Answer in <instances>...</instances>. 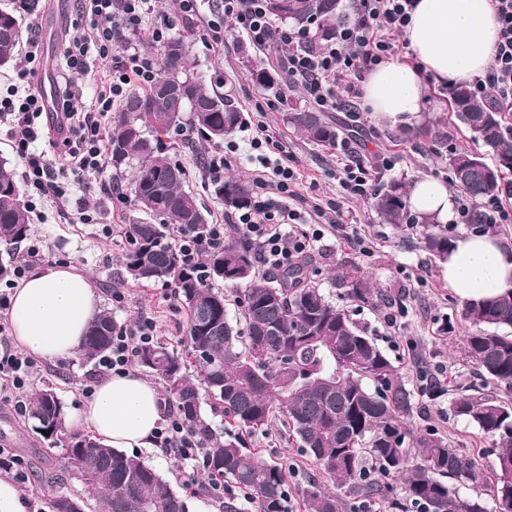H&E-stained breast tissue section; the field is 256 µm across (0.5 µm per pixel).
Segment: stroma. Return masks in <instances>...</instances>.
Masks as SVG:
<instances>
[{
    "label": "stroma",
    "instance_id": "stroma-1",
    "mask_svg": "<svg viewBox=\"0 0 512 512\" xmlns=\"http://www.w3.org/2000/svg\"><path fill=\"white\" fill-rule=\"evenodd\" d=\"M0 7L9 8L18 15L25 38L44 41V20H51L59 34H66L71 25L89 28L88 18L78 16L76 0H40L37 9H29L26 0H0ZM192 53L199 70L220 93L228 95L245 114V125L221 142L228 161L225 174H236L247 179L261 175L262 168L251 160L250 140L267 132L286 146L300 180L296 188L294 208L307 212L312 205L327 206L339 203L345 212L344 223L331 226L315 225L305 216L300 225L306 232L320 231L313 252V278L327 284L329 265L341 255L360 261L374 279L391 292H402L401 305L374 310L355 302H345L350 316L364 325L391 362L397 366L403 380L413 394V412L410 424L416 430H434L447 438L451 448L469 454L482 468H490L495 459L492 442L467 421L454 416L450 409L452 399L460 392L475 387L492 395L503 389L485 377L464 354L461 340L470 329L459 314L461 300L441 275V263L428 252L414 247L419 226L401 227L382 223L370 207L369 197L342 198L337 181L340 157L335 147L309 142L283 122V107L279 102L295 96L305 101L302 89L294 84L278 89H264L253 84L249 77L251 67L270 60L269 51L254 47L247 36L232 21L224 23V45L216 47L211 39L194 35ZM425 102L419 124L394 126L371 116L370 112H329L325 118L341 130V137L364 164L372 168L375 185L398 180L414 183L426 177L448 178V152L465 148L478 154H487L482 143L472 141L468 132L451 117L449 94L445 83L430 78L425 84ZM276 101L275 109H267V101ZM212 144L197 134L179 139L170 157L186 167L190 173L188 190L196 193L211 211V221L225 223L224 208L213 195L214 181L204 170L202 158L211 152ZM391 158V169H381L382 158ZM95 188L87 192L72 186L70 197L63 206L49 202L38 203V216L31 219V235L27 244L19 245L18 260L28 267L61 266L89 278L101 308L110 310L117 324L124 325L142 317L152 318L158 339L170 347L181 349L184 335V310L171 287L155 284L149 287L135 285L121 264V256L128 246L125 224L135 206L129 196V180L105 169L95 179ZM97 209L94 224H74L70 217L78 207ZM40 247L39 256L27 255L28 245ZM125 294L122 303L112 300L113 288ZM453 323L452 331H445V323ZM93 365L83 363L75 355L56 359H36L32 369V387H41L51 381L66 415L75 414L84 396L79 389L81 380L91 377ZM437 379L443 387L440 396L429 397L425 386L428 379ZM257 444L276 460L287 463L289 512H302V497L308 484L320 474L312 463L302 457L288 441L286 434L271 431L257 436ZM0 445L20 456L28 474L22 488L32 500V512H51L49 497L37 491L35 474L61 466L59 455L45 456L39 438L24 420L22 411L0 403ZM146 464L169 480L175 490L189 488L190 512H219L210 499L197 497L196 483L186 480L187 465L181 458L162 453L160 448H140L136 451Z\"/></svg>",
    "mask_w": 512,
    "mask_h": 512
}]
</instances>
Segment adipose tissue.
<instances>
[{"instance_id":"adipose-tissue-1","label":"adipose tissue","mask_w":512,"mask_h":512,"mask_svg":"<svg viewBox=\"0 0 512 512\" xmlns=\"http://www.w3.org/2000/svg\"><path fill=\"white\" fill-rule=\"evenodd\" d=\"M499 25L489 0H417L406 30L416 65L393 61L370 72L363 96L371 112L392 124L412 126L421 119L425 87L421 72L464 83L491 63ZM412 209L447 222L453 204L447 186L428 178L409 191ZM442 275L459 297L488 299L512 290V252L497 238H457ZM98 298L86 277L58 266L33 268L10 298L11 337L21 350L47 360L75 354ZM158 390L136 373L102 379L74 416L103 443L115 448H149L162 420Z\"/></svg>"}]
</instances>
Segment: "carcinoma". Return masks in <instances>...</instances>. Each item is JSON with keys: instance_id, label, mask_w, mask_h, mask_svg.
<instances>
[{"instance_id": "carcinoma-1", "label": "carcinoma", "mask_w": 512, "mask_h": 512, "mask_svg": "<svg viewBox=\"0 0 512 512\" xmlns=\"http://www.w3.org/2000/svg\"><path fill=\"white\" fill-rule=\"evenodd\" d=\"M267 13L281 23L308 31L321 44L336 36L344 18L343 0H265ZM23 29L19 18L0 8V69L20 56ZM178 53L169 58V50ZM159 77L131 89L112 118L109 154L112 170L132 171L130 189L137 212L127 224L129 248L122 264L141 285L162 283L186 306L184 349L161 340L142 346L137 364L155 378L175 401L179 415L202 444L200 465L209 479L208 495L234 484L242 497L219 502L220 512H288V467L254 444L258 432L278 424L328 478L336 490L315 483L304 493V512H345V496L376 498L395 512L405 505L394 497L399 480L406 497L423 512H487L484 501L463 497L445 481L463 477L490 485L495 512H512V399L477 391L456 398L452 411L493 439L497 452L492 476L476 459L450 447L433 431L413 432L407 417L412 395L390 359L365 330L334 304L310 276L314 259L303 254L287 268L260 275L255 247L232 234L224 244L205 251L194 266L172 247L167 230L198 241L210 236V211L184 189L188 173L166 155L164 139L184 129L219 143L245 124V116L198 73L187 37L171 39L157 50ZM257 84L279 87L286 77L281 62L250 70ZM449 109L472 138L489 147L495 161L467 150L448 157V185L473 203L500 195L504 175L512 174V116L498 112L464 87L450 94ZM283 121L317 145H334L335 126L307 105L286 102ZM216 200L229 216L252 205L250 183L237 177L214 181ZM372 206L387 224H418L420 244L435 259L448 258L455 227L411 213L406 183L392 181L376 190ZM470 233L494 236L495 224L474 213ZM30 235V215L15 171L0 158V281L15 270L16 250ZM241 308L243 330L228 318V295ZM331 286L345 299L371 307L391 301L376 290L360 263L336 262ZM462 319L473 326L464 347L491 380L512 389V291L478 302H465ZM117 323L108 309L88 327L81 359L87 363L107 354ZM208 401L224 416L217 433L203 412ZM26 421L46 448H58L62 474L47 478L65 485V475L90 474L112 464V479L84 482L92 512H188L183 496L136 456L103 444L92 433H68L71 447L61 444L65 413L54 391H32ZM92 452L83 453L81 449Z\"/></svg>"}]
</instances>
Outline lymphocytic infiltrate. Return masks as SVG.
Here are the masks:
<instances>
[{
	"mask_svg": "<svg viewBox=\"0 0 512 512\" xmlns=\"http://www.w3.org/2000/svg\"><path fill=\"white\" fill-rule=\"evenodd\" d=\"M207 0H180L185 20L197 24L211 38H218L225 19H233L246 32L254 45L265 48L276 45L287 54L290 80L300 82L307 96L323 111L356 108L362 98L361 79L374 68L395 56L399 46L396 35L404 34L416 0H353L351 15L344 21L333 40L317 48L309 47L308 36L287 29L273 31L264 0H214L213 9H206ZM499 24V35L492 62L484 75L473 80L470 91L474 97L491 102L512 112V0H490ZM81 15L90 17L88 32L73 37L65 49L70 74L89 78L94 63L108 65L109 79L97 91L90 104L75 106L71 86L62 90L65 120L77 121L82 130L81 144L68 158L53 160L39 151L42 136L39 120L43 114L38 95L24 85L11 86L0 96V125H6L23 161V179L42 197L59 200L68 197L69 179L85 181L103 171L105 148L100 130L109 119L113 101L121 97L131 81L147 84L156 76L155 65L139 49L136 41L142 31H149L153 42H162L169 24L157 18V0H78ZM121 46L120 55H113L114 46ZM343 80L342 89H335L334 80ZM256 148L273 153L271 178H258L257 188L265 198L256 199L245 211L233 214L227 224L214 225L208 240L199 242L177 236L174 245L190 260L223 244L225 228L242 233L256 247V262L268 272L288 266L310 244L309 236L297 235L294 223L298 210L276 206L272 195H288L297 184L298 173L289 165L288 150L270 136L255 140ZM156 326L152 319L119 328L112 338V351L100 358L93 373L102 379L135 368V351L139 345L155 340ZM33 360L11 346L0 347V398L20 399L31 382ZM158 448L184 460L202 456L201 444L177 415L169 412L156 436Z\"/></svg>",
	"mask_w": 512,
	"mask_h": 512,
	"instance_id": "lymphocytic-infiltrate-1",
	"label": "lymphocytic infiltrate"
}]
</instances>
